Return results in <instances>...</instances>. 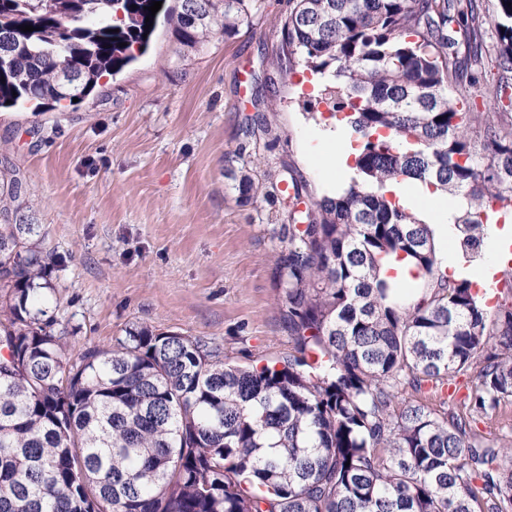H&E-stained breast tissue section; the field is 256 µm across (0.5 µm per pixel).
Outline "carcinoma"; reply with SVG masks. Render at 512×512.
<instances>
[{
  "label": "carcinoma",
  "mask_w": 512,
  "mask_h": 512,
  "mask_svg": "<svg viewBox=\"0 0 512 512\" xmlns=\"http://www.w3.org/2000/svg\"><path fill=\"white\" fill-rule=\"evenodd\" d=\"M151 3L0 0V110L87 98L146 52ZM160 11L197 49L251 18L250 0ZM493 18L491 46L479 0H293L283 42L332 78L354 176L303 212L288 204L294 353L272 366L148 326L67 353L76 329L50 314L63 259L42 225L0 222V512H512V450L476 431L512 403V307L448 275L432 224L388 190L418 180L464 198L448 236L482 258L488 212L512 206V112H474L454 84L478 86L492 52L497 81L477 93L512 89V0ZM234 180L256 198L249 172ZM20 209L11 179L0 216ZM391 256L422 291L381 276ZM468 374L459 405L411 399Z\"/></svg>",
  "instance_id": "carcinoma-1"
}]
</instances>
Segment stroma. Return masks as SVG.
I'll return each mask as SVG.
<instances>
[{
	"instance_id": "stroma-1",
	"label": "stroma",
	"mask_w": 512,
	"mask_h": 512,
	"mask_svg": "<svg viewBox=\"0 0 512 512\" xmlns=\"http://www.w3.org/2000/svg\"><path fill=\"white\" fill-rule=\"evenodd\" d=\"M292 7L255 0L250 24L199 50L159 20L147 53L88 98L0 112V176L19 169L26 223L66 260L53 302L71 351L148 326L244 365L292 352L277 272L287 196L306 205L351 176L321 77L282 69ZM242 167L258 187L248 204L231 177Z\"/></svg>"
}]
</instances>
